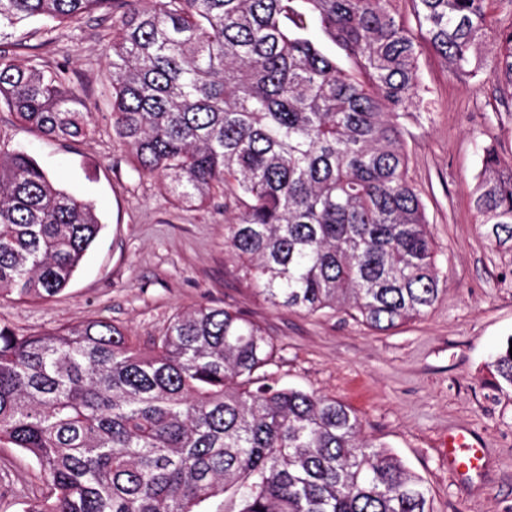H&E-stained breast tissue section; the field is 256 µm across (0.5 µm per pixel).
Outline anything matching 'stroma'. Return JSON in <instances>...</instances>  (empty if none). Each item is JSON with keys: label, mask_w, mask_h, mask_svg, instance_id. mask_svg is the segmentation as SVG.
Returning a JSON list of instances; mask_svg holds the SVG:
<instances>
[{"label": "stroma", "mask_w": 512, "mask_h": 512, "mask_svg": "<svg viewBox=\"0 0 512 512\" xmlns=\"http://www.w3.org/2000/svg\"><path fill=\"white\" fill-rule=\"evenodd\" d=\"M37 28L32 21L12 29L11 41L22 45L17 62L66 65L96 133L66 147L1 108L0 149H25L60 186L93 203L103 228L64 293L0 298V322L33 332L95 317L123 326L145 348L177 313L235 307L273 338L282 384L352 407L364 435L425 481L436 512H512V389L493 367L512 339V248L490 245L472 205L483 147L512 160V98L486 75H453L424 49L420 98L401 128L446 285L424 317L377 333L340 312L310 316L257 300L225 250L223 202L178 205L161 181L135 170L104 96L111 14L95 12L59 35ZM456 428L484 449L469 482L443 455ZM46 491L24 453L0 447V512H17L19 501Z\"/></svg>", "instance_id": "1"}]
</instances>
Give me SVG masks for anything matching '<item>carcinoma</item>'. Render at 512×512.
Masks as SVG:
<instances>
[{"mask_svg":"<svg viewBox=\"0 0 512 512\" xmlns=\"http://www.w3.org/2000/svg\"><path fill=\"white\" fill-rule=\"evenodd\" d=\"M393 2L0 0V106L58 142L92 135L67 68L17 63L5 29L112 13L110 116L136 170L181 205L220 196L236 210L224 241L256 296L387 332L443 292L401 135L422 43ZM412 2L452 73L512 90V26L494 24L490 0ZM473 206L491 243L512 244V162L493 148ZM101 229L31 156L0 151V298L63 293ZM273 362L271 337L231 306L175 315L146 351L98 318L0 323V447L49 488L21 512H434L354 410L280 384ZM494 367L512 388V349Z\"/></svg>","mask_w":512,"mask_h":512,"instance_id":"1","label":"carcinoma"}]
</instances>
